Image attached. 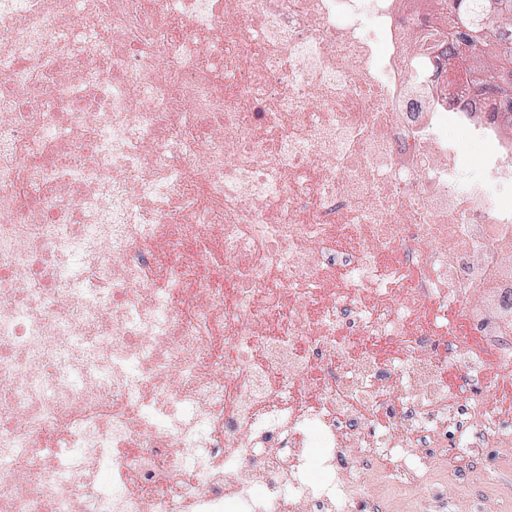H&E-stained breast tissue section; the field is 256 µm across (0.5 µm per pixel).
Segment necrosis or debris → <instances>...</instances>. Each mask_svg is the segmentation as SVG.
I'll return each mask as SVG.
<instances>
[{"mask_svg":"<svg viewBox=\"0 0 512 512\" xmlns=\"http://www.w3.org/2000/svg\"><path fill=\"white\" fill-rule=\"evenodd\" d=\"M448 47L422 0H0V512H481L512 132ZM448 132L456 139L459 150L473 160L474 164L468 176L476 177L480 173L479 161L491 149V146L470 139L453 121L448 124Z\"/></svg>","mask_w":512,"mask_h":512,"instance_id":"obj_1","label":"necrosis or debris"}]
</instances>
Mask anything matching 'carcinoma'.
Returning <instances> with one entry per match:
<instances>
[{
	"label": "carcinoma",
	"instance_id": "obj_1",
	"mask_svg": "<svg viewBox=\"0 0 512 512\" xmlns=\"http://www.w3.org/2000/svg\"><path fill=\"white\" fill-rule=\"evenodd\" d=\"M448 36L463 54H450L463 71L466 87L494 105L493 118L512 126V82H499L495 61L512 58V0H440Z\"/></svg>",
	"mask_w": 512,
	"mask_h": 512
}]
</instances>
